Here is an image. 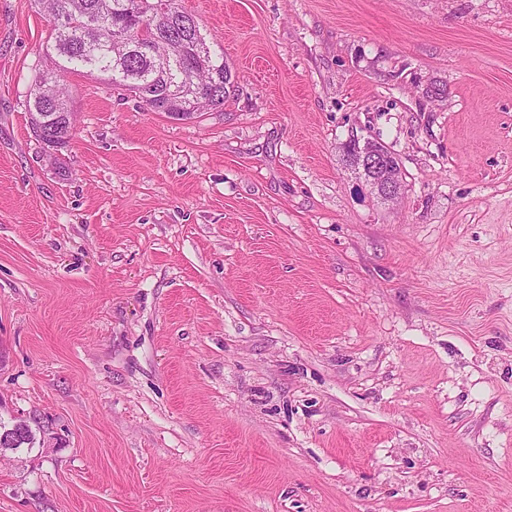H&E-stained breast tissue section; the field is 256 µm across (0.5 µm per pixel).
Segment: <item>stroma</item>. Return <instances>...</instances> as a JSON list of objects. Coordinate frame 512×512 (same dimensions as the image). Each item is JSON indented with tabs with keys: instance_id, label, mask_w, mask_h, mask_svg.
<instances>
[{
	"instance_id": "obj_1",
	"label": "stroma",
	"mask_w": 512,
	"mask_h": 512,
	"mask_svg": "<svg viewBox=\"0 0 512 512\" xmlns=\"http://www.w3.org/2000/svg\"><path fill=\"white\" fill-rule=\"evenodd\" d=\"M178 4L223 110L69 74L56 150L0 0V512H512V0ZM381 146L388 152L394 165L400 169V164L396 156L384 145L381 144ZM384 150L379 148L375 142L364 141L360 150V163L365 170L372 173H377L382 170L386 171L383 178L377 182L376 187L380 190L384 198L392 200L399 195L402 177L400 171L395 166H390ZM44 427L45 422L41 415L33 413L24 419V425L21 432L36 439L39 437V448H42L43 451H47L50 448H55V445L51 441L54 438L44 433Z\"/></svg>"
}]
</instances>
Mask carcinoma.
<instances>
[{"instance_id": "obj_1", "label": "carcinoma", "mask_w": 512, "mask_h": 512, "mask_svg": "<svg viewBox=\"0 0 512 512\" xmlns=\"http://www.w3.org/2000/svg\"><path fill=\"white\" fill-rule=\"evenodd\" d=\"M52 15L47 51L54 58L46 76L55 79L54 101L45 104L33 93L30 110L55 130L45 145L65 147L76 126L63 76L97 73L108 85L140 100L148 110L163 104L164 114L186 120L191 95L201 91L221 108L234 91L235 80L224 54L211 49L194 18L177 0H43ZM143 42L177 37L184 51L175 57L150 52L118 57L113 51L116 30ZM159 99H153V96Z\"/></svg>"}]
</instances>
